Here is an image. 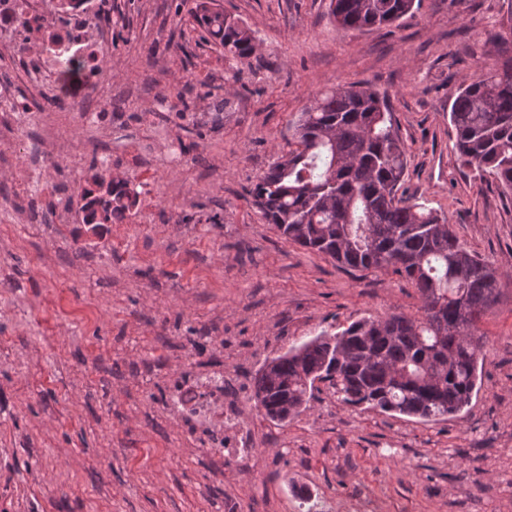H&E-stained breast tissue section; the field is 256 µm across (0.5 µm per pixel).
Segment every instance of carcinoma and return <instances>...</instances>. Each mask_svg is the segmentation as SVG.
<instances>
[{
	"mask_svg": "<svg viewBox=\"0 0 512 512\" xmlns=\"http://www.w3.org/2000/svg\"><path fill=\"white\" fill-rule=\"evenodd\" d=\"M415 0H330L336 25L362 32L390 26ZM193 20L224 48L247 59L256 51L249 28L202 0ZM496 63L463 79L448 118L462 163L512 194V49L489 39ZM296 148L281 155L251 190L267 223L300 248L358 270H390L416 288L415 316L391 312L322 332L261 365L252 399L281 426L309 409L315 383L342 401L383 414L440 422L460 416L476 389L480 324L496 303L500 274L466 249L442 217L400 193L407 147L379 95L351 84L313 97L289 127ZM81 196V210L99 203L104 223L137 204L127 181L112 182L107 200Z\"/></svg>",
	"mask_w": 512,
	"mask_h": 512,
	"instance_id": "cac0c4a2",
	"label": "carcinoma"
}]
</instances>
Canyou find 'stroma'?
<instances>
[{"label":"stroma","mask_w":512,"mask_h":512,"mask_svg":"<svg viewBox=\"0 0 512 512\" xmlns=\"http://www.w3.org/2000/svg\"><path fill=\"white\" fill-rule=\"evenodd\" d=\"M197 0H105L109 33L74 105L0 42V92L35 103L42 175L88 188L100 145L138 203L92 235L79 196L62 224L24 222L33 171L0 128V512H512V194L453 150L452 93L506 32L504 0H421L364 32L329 0H214L253 31L225 58ZM360 84L388 98L408 148L403 187L444 214L502 274L486 313L479 390L437 423L359 411L321 390L288 426L252 400L263 362L320 332L391 310L414 285L355 271L289 242L250 190L289 150L288 124L316 94ZM113 110L88 125L79 102ZM189 108H182V101ZM253 429L252 467L226 464L184 430L170 397L215 367ZM310 492L307 500L299 492Z\"/></svg>","instance_id":"obj_1"}]
</instances>
